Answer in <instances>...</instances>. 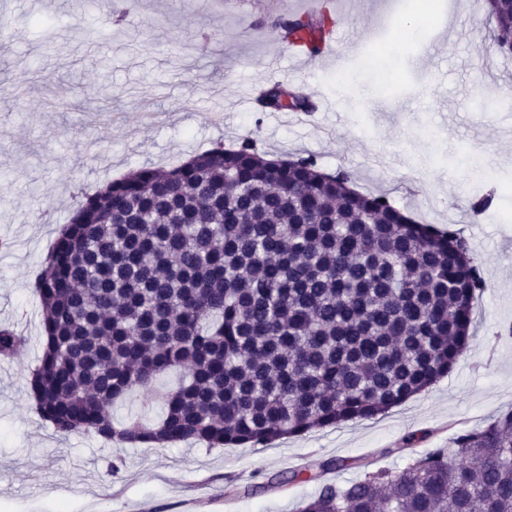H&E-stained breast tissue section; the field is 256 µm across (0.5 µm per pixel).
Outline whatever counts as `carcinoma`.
Here are the masks:
<instances>
[{
	"instance_id": "cac0c4a2",
	"label": "carcinoma",
	"mask_w": 512,
	"mask_h": 512,
	"mask_svg": "<svg viewBox=\"0 0 512 512\" xmlns=\"http://www.w3.org/2000/svg\"><path fill=\"white\" fill-rule=\"evenodd\" d=\"M492 2L495 43L512 53V0ZM328 24L336 16L275 20L305 45ZM313 106L290 95L274 107ZM350 183L312 154L265 159L249 132L82 193L35 283L38 414L65 438L258 448L430 388L467 351L491 284L464 236ZM22 342L0 327V359ZM173 372L178 382L161 387ZM137 394L161 402L160 418L115 421L112 407ZM339 467L326 460L279 483H320L299 512H512V410L394 474L322 482Z\"/></svg>"
}]
</instances>
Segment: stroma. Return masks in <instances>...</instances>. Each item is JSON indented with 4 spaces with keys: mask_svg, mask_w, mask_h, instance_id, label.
<instances>
[{
    "mask_svg": "<svg viewBox=\"0 0 512 512\" xmlns=\"http://www.w3.org/2000/svg\"><path fill=\"white\" fill-rule=\"evenodd\" d=\"M294 0H125L110 27L102 0H0L14 19L0 41V325L27 339L0 362V512H298L316 484L269 485L337 459L332 483L447 447L512 409V55L485 0H349L343 64L295 69L269 17ZM216 38L199 53L200 33ZM283 82L334 104L291 125L241 100ZM220 111L222 124L209 115ZM257 129L262 154H313L351 171L362 192L434 226L463 231L490 289L476 302L468 351L428 390L369 420L284 437L265 448L173 444L152 450L62 438L35 410L29 379L44 333L34 282L81 190L143 165L169 167ZM492 207L474 214L479 193ZM422 442L405 447L409 434Z\"/></svg>",
    "mask_w": 512,
    "mask_h": 512,
    "instance_id": "stroma-1",
    "label": "stroma"
}]
</instances>
